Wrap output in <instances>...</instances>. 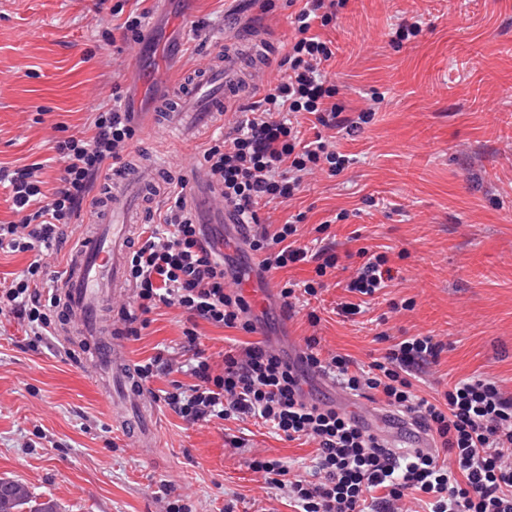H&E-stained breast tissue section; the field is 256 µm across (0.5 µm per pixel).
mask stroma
Returning a JSON list of instances; mask_svg holds the SVG:
<instances>
[{
  "label": "stroma",
  "mask_w": 512,
  "mask_h": 512,
  "mask_svg": "<svg viewBox=\"0 0 512 512\" xmlns=\"http://www.w3.org/2000/svg\"><path fill=\"white\" fill-rule=\"evenodd\" d=\"M117 0H0V168L40 163L50 186L62 165L53 145L88 128L100 103L139 89L138 48L108 37ZM228 0H180L199 30L165 81L206 66L223 51ZM288 0H248L239 20L265 34L268 59L249 69L239 106L260 102L253 85L275 84L277 62L292 38ZM420 16L422 33L395 46L402 19ZM336 58L328 69L347 111L370 108L373 120L355 137L338 135V151L356 161L341 174L305 178L291 201L259 212L281 224L301 213L304 242L323 238L338 254L389 247L397 278L366 313L350 320L338 307L348 293L327 276L317 299L294 311L277 295L311 266L257 276L247 246H224L242 269L240 283L262 296L254 335L200 324L214 363L234 341L271 338L287 351L316 337L322 352L369 363L385 349L378 333L435 336L445 345L434 379L491 377L512 392V0H347L328 32ZM208 129L143 131L134 152L166 155L169 177L192 179L203 163ZM373 197L375 206L365 204ZM344 220H337V213ZM412 309H403V302ZM320 317L307 320L309 310ZM184 316L150 315L136 340L119 339L130 363L178 348ZM57 336L27 346L17 322L0 323V478L24 485L57 512H166L161 483L192 512H292L281 491L249 464L287 461L312 467V445L276 436L253 421L187 425L155 410L156 445L142 448L113 422L87 356Z\"/></svg>",
  "instance_id": "35a3bbf8"
}]
</instances>
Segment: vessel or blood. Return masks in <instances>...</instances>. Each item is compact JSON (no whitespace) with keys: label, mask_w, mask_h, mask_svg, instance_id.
<instances>
[{"label":"vessel or blood","mask_w":512,"mask_h":512,"mask_svg":"<svg viewBox=\"0 0 512 512\" xmlns=\"http://www.w3.org/2000/svg\"><path fill=\"white\" fill-rule=\"evenodd\" d=\"M171 2L157 0V16L166 23L165 38L141 46L143 90L159 81L156 60L182 56L186 48L184 20L170 11ZM241 89L237 53L230 50L215 56L190 81L177 85V105L168 106L142 91L135 98V108L156 126L213 124L227 98L238 96ZM159 180V169L150 164L113 169L107 183L96 191L99 203L94 215L84 220L78 239L70 243L60 280L62 309L72 333L81 338L103 395L112 402L116 425L149 447L154 446L156 433L152 418L142 412L144 387L115 344L116 326L107 308L116 295L128 291L132 245L149 206L148 191Z\"/></svg>","instance_id":"vessel-or-blood-1"}]
</instances>
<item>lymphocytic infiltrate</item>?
Returning a JSON list of instances; mask_svg holds the SVG:
<instances>
[{
    "instance_id": "lymphocytic-infiltrate-1",
    "label": "lymphocytic infiltrate",
    "mask_w": 512,
    "mask_h": 512,
    "mask_svg": "<svg viewBox=\"0 0 512 512\" xmlns=\"http://www.w3.org/2000/svg\"><path fill=\"white\" fill-rule=\"evenodd\" d=\"M291 16L294 35L278 66L283 74L267 86L261 109L243 113L229 132L205 144L203 160L218 200L250 221L245 237L260 254L259 274L310 264L314 278L280 290L282 305L294 309L299 295L317 296L328 274L341 271L332 249L299 244L304 214L270 226L258 209L292 199L305 176L337 175L349 164L325 133H354L371 121L372 110L346 113L336 103L337 88L326 68L334 56L322 32L336 21L342 0H300ZM313 115L321 130L305 138L298 114ZM138 134L132 112L113 98L95 113L89 130L59 141L63 163L57 187L46 188L40 165L0 169V185L12 194L16 220L0 224V250L33 253L19 275L0 281V315L18 319L30 347L51 335L59 306L46 256L60 252L71 226L94 206V190L108 162L129 155ZM188 182L179 179L156 223L144 225L128 262L133 288L119 316L127 339H138L154 310L176 307L185 313L181 350L192 385L154 392L185 422L255 419L288 440L314 444L309 476L291 475L289 465L257 458L251 463L266 482L285 491L297 512H413L415 496L428 499V512H512V393L488 377L462 378L431 396L417 387L439 361L442 342L428 335L394 340L367 364L346 354L321 356L316 339L306 341L290 362L266 341L225 352L214 367L200 347V322L248 334L258 319L245 297L228 288L230 258H215L208 233L187 200ZM349 293L374 297L387 288L394 269L387 254L359 249ZM337 382L355 397L381 402L409 417L430 438L427 449L389 447L361 418L309 391L311 377Z\"/></svg>"
}]
</instances>
